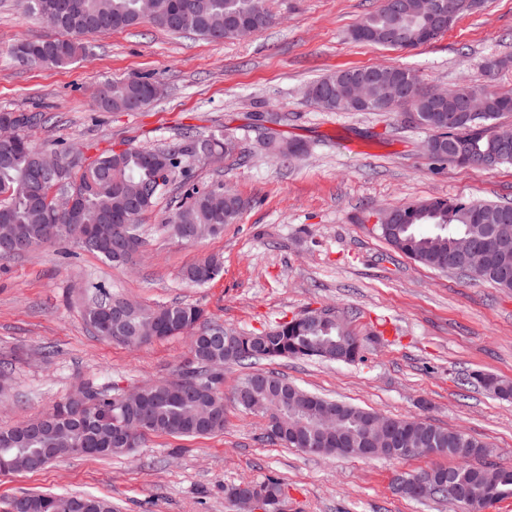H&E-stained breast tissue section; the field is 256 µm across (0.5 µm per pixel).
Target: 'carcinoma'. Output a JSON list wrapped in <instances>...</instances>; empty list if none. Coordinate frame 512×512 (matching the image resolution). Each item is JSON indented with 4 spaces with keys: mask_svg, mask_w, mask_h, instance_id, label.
<instances>
[{
    "mask_svg": "<svg viewBox=\"0 0 512 512\" xmlns=\"http://www.w3.org/2000/svg\"><path fill=\"white\" fill-rule=\"evenodd\" d=\"M160 11L150 19L142 17L140 0H21L27 15L39 17L53 13L58 20L59 37L30 42L16 41L9 49L17 61L31 65L65 66L91 54L87 37L99 32L123 29L148 21L174 34L189 33L210 41L245 39L273 22L264 0H159ZM398 11L382 5L364 14L354 26L351 38L359 43L393 49H412L422 44L419 30L427 20L417 18L419 0H397ZM361 69H339L316 81L320 96L312 99L329 111L361 112L406 108L416 114V123L431 132L426 146L438 143L443 150L434 157L454 162L449 147L466 145L473 154L494 147L492 130L497 120L512 113V94L499 93L488 87H460L440 97L424 91L410 102H396L389 91L396 86L421 84L420 75L408 68L378 67L364 86L365 103H352L350 94ZM147 77L102 82L95 104L104 111L139 112L149 100L144 93ZM484 97V111L460 114L450 124L448 115L458 111L463 90ZM44 120L41 112L1 111L0 125L15 129L12 144H0V255L20 256L31 248L17 239L14 229L21 227L35 246H54L70 242L95 253L108 262L121 264L114 250L124 245L123 234L133 233L138 254L145 245L140 229L141 217L150 211L157 198L168 189L175 176H186L189 162L202 161L211 154H227L234 140L220 132L198 136L191 131L180 140L158 150L127 147L112 150L87 160L76 147H37L29 132ZM54 154L60 161L56 169L44 170L40 155ZM135 184L140 199L130 202L125 188ZM65 190L76 197L69 215L56 218L52 211L53 194ZM242 197L221 181L205 187L185 189L177 206L163 223L172 236L185 242L217 236L224 225L234 224L244 211ZM427 224L431 231L421 233ZM380 236L408 258L430 269L448 271V255L461 251L459 242L469 239L480 243L491 236H505L512 241V206L478 199L454 198L409 203L394 210L391 221L377 226ZM223 269L217 255L207 256L186 267L182 278L193 286H204ZM477 279L490 282L504 291L512 290V248L506 254L485 253ZM85 316L92 332L104 339L129 348L142 345L141 337L161 331V336L180 335L193 330L189 358L180 366L177 379L149 384L141 399L148 402L145 423L138 418V405L119 404L120 394L90 383L84 384L85 408L74 413L66 402L55 404L46 423L43 418L25 420L0 428V439L24 428L19 448L88 449L87 457L122 456L133 452L113 441L114 430L122 425L132 429L143 426L138 440L151 434L184 437H207L224 432V368L250 365L274 358L336 359V353L354 362L361 349L350 346V332L344 319L331 323L284 322L263 333L256 342L251 333H236L233 343H224L230 329L217 323H202L203 310L194 304L172 302L148 306L125 304V299L104 288L94 291ZM472 379L500 398L512 396V382L497 376L475 373ZM241 385L251 392L250 404L238 407L266 419V429L278 415L288 419L291 448L314 444L316 422L312 414H299L296 408L305 402L317 407L337 406L342 416L339 427L348 439L367 437L374 452L381 457L405 459L418 455L416 449L434 456L456 460L453 466L431 468L435 479L443 484L430 491L429 498L455 499L448 496V477L466 485L471 500L465 512H483L484 502L500 501L512 496V468L498 467L489 477L479 472L472 460L484 456L486 444L458 430L440 428L421 418H390L395 432L390 438L385 430L372 424L373 411L343 401L306 391L268 371L246 375ZM221 412L215 422L204 420ZM244 486L264 495L269 501L283 504L279 481H246ZM11 505L18 512H114L105 496L23 493Z\"/></svg>",
    "mask_w": 512,
    "mask_h": 512,
    "instance_id": "cac0c4a2",
    "label": "carcinoma"
}]
</instances>
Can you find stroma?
Wrapping results in <instances>:
<instances>
[{
    "instance_id": "1",
    "label": "stroma",
    "mask_w": 512,
    "mask_h": 512,
    "mask_svg": "<svg viewBox=\"0 0 512 512\" xmlns=\"http://www.w3.org/2000/svg\"><path fill=\"white\" fill-rule=\"evenodd\" d=\"M381 0H266L275 20L244 40L213 43L142 23L93 36L92 55L64 67H29L9 46L55 37L17 0H0V110L46 112L39 144H77L89 158L133 145L162 148L186 130H221L236 153L193 164V181H224L248 202L221 236L184 243L162 221L180 185L158 198L141 221L143 251L113 265L60 246L0 256V363L10 383L0 392V427L48 412L92 382L116 391L172 378L189 339L173 336L137 349L99 339L84 309L99 285L133 301L199 305L208 320L260 332L306 311L334 308L363 344L359 360L274 359L262 369L298 386L394 418L422 417L487 444L488 460L512 466V398L465 378L475 372L512 380V292L461 274L426 268L392 248L374 229L380 211L434 199L473 197L512 204V164L476 170L434 161L427 129L404 109L331 112L306 90L347 67L416 70L424 87L449 92L468 84L512 94V66L487 73L486 58H512V0H484L448 31L416 48L357 43L351 31ZM151 76L160 87L139 112L94 107L107 79ZM274 116L287 141L307 148L285 163L262 147L255 117ZM209 255L222 275L204 287L182 279ZM53 347L45 357L44 347ZM223 434L148 436L122 458L72 456L30 473L0 477V512L23 493L109 497L117 512H234L228 487L276 477L286 512H461L416 502L395 478L438 465L407 460L307 454L263 439L262 417L225 402Z\"/></svg>"
}]
</instances>
